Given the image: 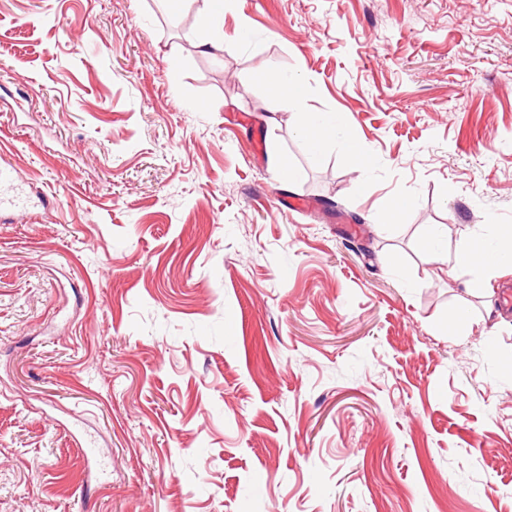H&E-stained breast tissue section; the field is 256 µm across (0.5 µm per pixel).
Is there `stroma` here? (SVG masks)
Returning <instances> with one entry per match:
<instances>
[{"mask_svg": "<svg viewBox=\"0 0 512 512\" xmlns=\"http://www.w3.org/2000/svg\"><path fill=\"white\" fill-rule=\"evenodd\" d=\"M1 160L0 512H512V0H0ZM266 82L270 88L269 101L272 112L277 110L280 100L286 97L289 98V101H292L293 105L297 106L299 104L301 95L297 85L284 84L276 78H267Z\"/></svg>", "mask_w": 512, "mask_h": 512, "instance_id": "obj_1", "label": "stroma"}]
</instances>
